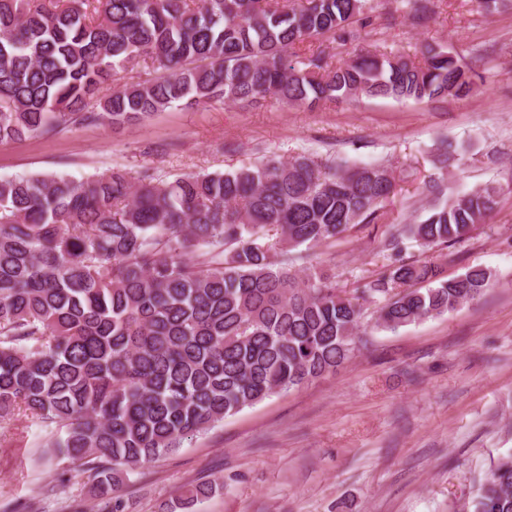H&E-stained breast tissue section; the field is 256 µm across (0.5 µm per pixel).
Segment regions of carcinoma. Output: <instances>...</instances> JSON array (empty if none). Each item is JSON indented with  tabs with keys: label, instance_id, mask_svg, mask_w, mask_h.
Masks as SVG:
<instances>
[{
	"label": "carcinoma",
	"instance_id": "carcinoma-1",
	"mask_svg": "<svg viewBox=\"0 0 512 512\" xmlns=\"http://www.w3.org/2000/svg\"><path fill=\"white\" fill-rule=\"evenodd\" d=\"M367 0H0V143L76 126L145 121L182 104L314 106L359 96L462 98L470 69L428 46L331 65L310 49L359 38ZM142 57L157 75L116 82ZM392 166L269 158L223 173L158 181L146 169L84 180L0 179V424L22 409L53 431L51 457L87 475L105 512L135 469L246 407L349 360L365 312L396 331L479 300L491 272L448 277L405 261L465 240L495 210L486 185L439 200L385 243L389 263L348 297L310 271L308 250L379 219ZM223 488L190 491V504ZM465 512H512V455L490 469Z\"/></svg>",
	"mask_w": 512,
	"mask_h": 512
}]
</instances>
